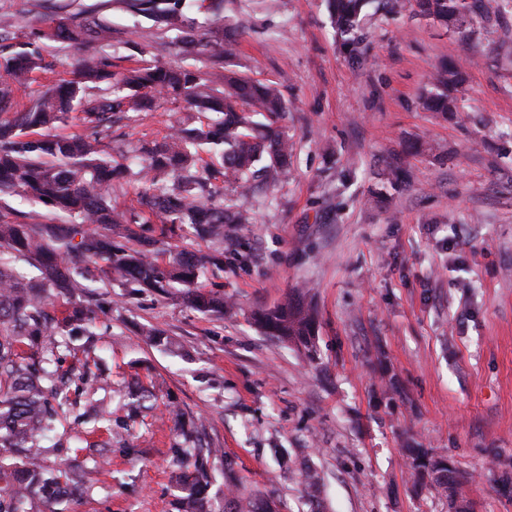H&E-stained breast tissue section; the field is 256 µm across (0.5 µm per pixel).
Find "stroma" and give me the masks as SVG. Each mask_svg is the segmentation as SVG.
<instances>
[{
	"label": "stroma",
	"mask_w": 512,
	"mask_h": 512,
	"mask_svg": "<svg viewBox=\"0 0 512 512\" xmlns=\"http://www.w3.org/2000/svg\"><path fill=\"white\" fill-rule=\"evenodd\" d=\"M77 1L93 2L0 0V12L23 42L38 17ZM223 16L239 36L221 66L276 82L291 102L292 164L224 243L223 317L112 287V326L96 344L112 417L138 381L157 385L156 408L128 423L96 488L61 512H177L171 407L277 512L314 501L322 512H448L414 485L411 446L456 469L472 512H512V10L493 0L469 44L412 6L372 5L359 61L326 0H224ZM104 17L116 67L139 49L182 64L180 48L157 54L149 21L120 0ZM101 50L45 43L49 69L31 90L73 78ZM444 62L464 75L460 109L429 112L421 99ZM179 118L170 103L115 113L112 148L162 139ZM297 292L318 315L313 361L254 322ZM149 325L173 350L144 343ZM308 469L320 481L306 498Z\"/></svg>",
	"instance_id": "1"
}]
</instances>
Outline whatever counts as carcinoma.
Masks as SVG:
<instances>
[{
	"label": "carcinoma",
	"instance_id": "1",
	"mask_svg": "<svg viewBox=\"0 0 512 512\" xmlns=\"http://www.w3.org/2000/svg\"><path fill=\"white\" fill-rule=\"evenodd\" d=\"M153 22L156 34L171 35L193 53V62L170 69L137 60L124 71L101 56L85 64L70 80L45 87L20 112H10L15 94L26 90L32 74L44 69V56L31 43L0 48V195L12 194L43 204L71 218L62 226L32 213L23 223L0 220V512H57L66 499L76 501L91 489L89 474L110 458L112 443L71 449L62 468L47 465L61 452L44 440L67 417L86 433L112 429V410L96 397L98 376L90 369L97 336L94 311L74 304L59 316L50 312L55 295H80L88 283L105 288L115 281L131 289L151 288L212 315H224V290L204 291L201 274L224 271V239L232 225L251 223L246 205L253 185H275L288 173L293 144L282 119L288 110L273 82L226 73L210 65L228 52L226 36L214 39L187 25L186 0H121ZM370 0H330L336 32L347 54L360 59L364 40L355 34ZM485 0H413L419 15L457 30L462 39H482L477 19ZM99 5L82 6L67 16H49L37 38L60 44L90 34L99 43L112 41V27L93 14ZM460 71L439 68L433 91L422 105L433 112L459 111L454 95ZM171 103L198 119L174 127L160 141L141 145L136 169L112 158V113L146 112ZM73 112L95 136L45 135ZM129 177L137 206L112 207V180ZM236 197H224V187ZM213 241L211 252L177 253L160 265L151 247L182 227ZM136 239L140 247L127 245ZM24 262L38 270L28 278L16 269ZM268 336L309 357L315 354L316 316L289 296L273 309L257 313ZM82 344L77 345L75 341ZM153 389L125 396L122 409L134 419L150 410ZM217 448L174 442L170 464L178 471L180 512H275L274 501L248 491L229 464H224V506L209 497L211 462ZM418 483L440 490L448 512H469L454 470L428 448L407 449Z\"/></svg>",
	"mask_w": 512,
	"mask_h": 512
}]
</instances>
